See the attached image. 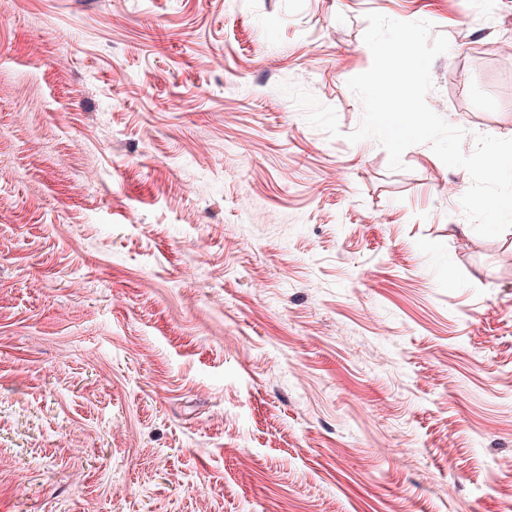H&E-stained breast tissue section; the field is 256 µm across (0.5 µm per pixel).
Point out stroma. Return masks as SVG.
Returning <instances> with one entry per match:
<instances>
[{"label":"stroma","instance_id":"obj_1","mask_svg":"<svg viewBox=\"0 0 512 512\" xmlns=\"http://www.w3.org/2000/svg\"><path fill=\"white\" fill-rule=\"evenodd\" d=\"M371 12L512 138V0H0V512H512V229L348 141Z\"/></svg>","mask_w":512,"mask_h":512}]
</instances>
